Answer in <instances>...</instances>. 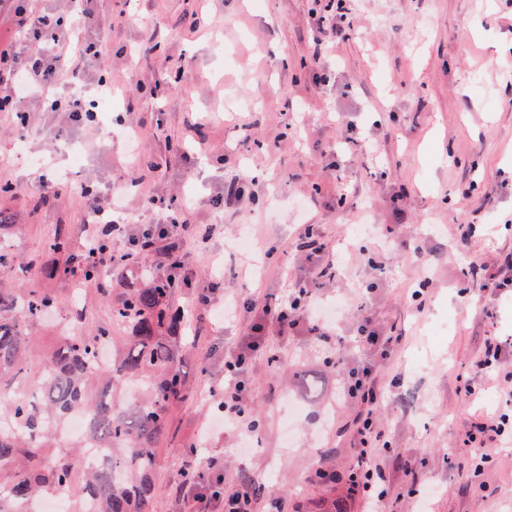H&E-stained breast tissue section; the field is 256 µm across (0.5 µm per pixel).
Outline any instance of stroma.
<instances>
[{"label": "stroma", "mask_w": 512, "mask_h": 512, "mask_svg": "<svg viewBox=\"0 0 512 512\" xmlns=\"http://www.w3.org/2000/svg\"><path fill=\"white\" fill-rule=\"evenodd\" d=\"M324 23L337 24L333 37L321 36ZM83 33L105 42L95 75L113 78L116 102L90 126L29 103L23 137L0 112V183L21 188L0 194V212L20 254L11 280L58 301L31 330L48 349L72 307L92 327L111 323L112 301L82 270L49 277L51 242L67 238L80 257L89 217L69 194L45 196L38 178L69 171L121 196L135 224L148 221L150 196L188 206L183 254L213 280L216 309L190 288L171 303L191 341L183 370L203 364L209 376L172 412L147 512H181L185 449L199 442L219 461L210 480L252 484L258 512L273 501L301 512L322 497L316 466L348 475L357 412L332 366L351 359L363 304L404 338L382 369L401 380L380 417L391 442L378 457L391 475L384 512H512V453L477 478L462 446L475 417L504 405L489 384L469 400L459 392L486 337H512V293L485 319L467 271L472 255L512 251V0H94ZM209 224L224 230L205 236ZM300 224L334 245L339 275L324 296L344 308L331 341L275 339L276 361L257 358L255 447L244 456L236 428L210 425L224 349L242 332L220 309L283 293ZM458 224L477 227L468 246ZM399 454L433 496H402Z\"/></svg>", "instance_id": "stroma-1"}]
</instances>
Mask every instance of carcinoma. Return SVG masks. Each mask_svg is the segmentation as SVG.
Masks as SVG:
<instances>
[{"label":"carcinoma","mask_w":512,"mask_h":512,"mask_svg":"<svg viewBox=\"0 0 512 512\" xmlns=\"http://www.w3.org/2000/svg\"><path fill=\"white\" fill-rule=\"evenodd\" d=\"M175 291L157 278L147 288H123L113 322L124 335L86 327L77 311L67 335L40 355L30 328L56 299L0 279V512H30V504L60 492L63 512H87L90 502L94 512H147L171 410L190 386L179 365ZM131 382L141 398L118 404ZM77 409L87 417L86 434L66 451H50L61 438L57 426ZM87 448L103 449V463L84 465ZM336 481H324L328 493L314 512H350V494L336 492Z\"/></svg>","instance_id":"carcinoma-1"}]
</instances>
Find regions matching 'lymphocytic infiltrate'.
Listing matches in <instances>:
<instances>
[{
  "label": "lymphocytic infiltrate",
  "mask_w": 512,
  "mask_h": 512,
  "mask_svg": "<svg viewBox=\"0 0 512 512\" xmlns=\"http://www.w3.org/2000/svg\"><path fill=\"white\" fill-rule=\"evenodd\" d=\"M15 15L30 49L23 55L12 46L0 44V112L20 113L18 127L22 130L30 124L29 116L23 113L24 104L32 99L40 100L53 112L67 108L76 120L92 115L95 103L87 98L86 82L99 55L96 43L73 42L71 30L62 17L39 9L20 6ZM64 77L69 78L73 91L63 103L55 98L54 90ZM147 210V223L105 224L93 231L85 241V253L101 256L103 266L117 275L134 266L188 285L194 283L193 270L181 251L186 227L182 207L176 206L174 200L152 196L147 200ZM293 245L304 277L281 296L255 294L236 300L231 312L232 319L242 325L243 333L224 350L226 380L219 408L225 421L245 432L254 429L248 414L253 400L251 381L256 358L265 350L269 337L326 334L317 322V309L323 288L337 276L336 265L326 258L328 245L318 225H300ZM402 342V336L386 332L370 314H362L354 341L359 353L337 372L344 402L359 409L352 435L357 453L348 475L349 489L379 505L385 501L387 485L377 464L376 450L384 434L376 413L388 397L379 370L399 351ZM507 347V341L498 337L488 339L484 356L473 362L471 373L475 383L494 381L500 399L511 406L512 358L507 355ZM463 443L470 448L503 450L512 443V415L478 416L465 432Z\"/></svg>",
  "instance_id": "obj_1"
}]
</instances>
